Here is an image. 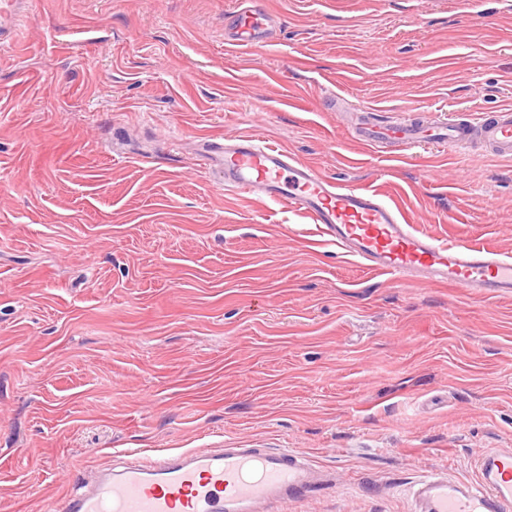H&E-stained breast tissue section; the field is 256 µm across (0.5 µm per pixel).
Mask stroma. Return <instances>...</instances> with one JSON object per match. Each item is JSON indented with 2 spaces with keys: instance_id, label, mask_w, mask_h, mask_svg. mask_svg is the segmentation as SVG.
Masks as SVG:
<instances>
[{
  "instance_id": "obj_1",
  "label": "stroma",
  "mask_w": 512,
  "mask_h": 512,
  "mask_svg": "<svg viewBox=\"0 0 512 512\" xmlns=\"http://www.w3.org/2000/svg\"><path fill=\"white\" fill-rule=\"evenodd\" d=\"M265 3L251 50L234 0H26L0 43V512H53L120 448L204 447L302 451L325 483L283 512H409L512 448V296L368 269L197 154L254 131L512 254V158L389 161L341 117L512 106V0ZM235 11L228 29V45L232 48H249L259 44H268L271 39V17L255 2Z\"/></svg>"
}]
</instances>
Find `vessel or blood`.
Masks as SVG:
<instances>
[{"mask_svg": "<svg viewBox=\"0 0 512 512\" xmlns=\"http://www.w3.org/2000/svg\"><path fill=\"white\" fill-rule=\"evenodd\" d=\"M26 22L15 0H0L1 40L16 42ZM270 39L271 17L256 0L235 11L229 46L249 48ZM361 116L354 139L387 154L429 139L464 153L512 156L511 107L448 123L416 117L389 122L375 108ZM200 155L217 185L301 213L370 269L446 282L471 295L512 293V255L477 243L449 244L422 232L381 191L328 180L259 134L202 140ZM127 457L119 469H103L92 486H74L59 512H272L321 485L302 453L288 448H188L155 459L131 451ZM509 465L512 448H491L476 456V483L424 476L413 487L410 512H512Z\"/></svg>", "mask_w": 512, "mask_h": 512, "instance_id": "obj_1", "label": "vessel or blood"}]
</instances>
